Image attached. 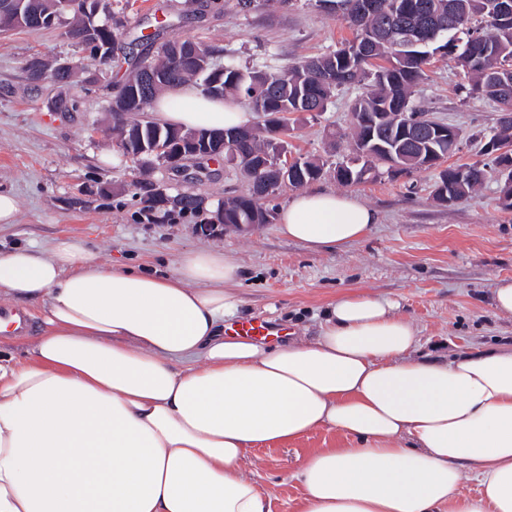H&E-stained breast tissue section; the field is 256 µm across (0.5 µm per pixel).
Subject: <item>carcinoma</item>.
<instances>
[{
  "instance_id": "1",
  "label": "carcinoma",
  "mask_w": 512,
  "mask_h": 512,
  "mask_svg": "<svg viewBox=\"0 0 512 512\" xmlns=\"http://www.w3.org/2000/svg\"><path fill=\"white\" fill-rule=\"evenodd\" d=\"M380 12L347 20L355 32L353 40L321 56L300 59L279 67H241L230 52L215 42L188 36L161 43L156 54L139 59L122 90L137 95L109 104V111L127 112L137 122L135 138L146 148L166 146L176 132L183 136L205 135L207 129L165 127L138 115L150 110L167 89L191 82L212 97L244 96L253 112L263 118L260 126L224 130V153L238 157L246 192L218 203L224 207L226 224H270L274 212L265 202L282 190L276 183L282 166L277 153L282 137L290 131L287 116L303 112H323L336 88L364 83L365 91L354 101L351 112L354 155L359 165L342 161L334 168V178L344 185L376 179L377 171L395 158L398 171L437 168L438 181L433 198L455 204L472 197L476 187L500 180L499 200L512 210V151L502 148L512 143V121L502 113H512V12L503 16L500 0H378ZM28 15V29L65 28L78 32L92 20L80 10H65L59 0H0V28L14 25L16 9ZM125 18L112 13V28L101 24V44L112 45V55L122 46ZM403 30L424 34L425 43L413 49L395 47L393 33ZM440 54L454 60L469 78L466 94L493 102L497 107L496 126L486 139L483 151L494 156V166L442 164L454 155L447 137L438 140L411 137V132L431 126L434 121L415 118L411 103L413 89L423 80L424 65ZM324 164L318 159H302L291 165L288 185L299 187L320 179ZM140 216L153 223L173 209L197 215L207 211L204 199L182 195L173 208L146 205L140 196Z\"/></svg>"
}]
</instances>
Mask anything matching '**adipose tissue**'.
Instances as JSON below:
<instances>
[{
	"label": "adipose tissue",
	"instance_id": "adipose-tissue-1",
	"mask_svg": "<svg viewBox=\"0 0 512 512\" xmlns=\"http://www.w3.org/2000/svg\"><path fill=\"white\" fill-rule=\"evenodd\" d=\"M154 118L253 120L191 83ZM377 221L310 189L278 230L322 252ZM238 271L206 247L163 275L103 265L77 240L0 250V300L40 322L27 360L0 357V512H265L251 452L323 428L359 445L309 455L298 512H512V349L415 357L410 318L363 294L337 298L315 339H231Z\"/></svg>",
	"mask_w": 512,
	"mask_h": 512
}]
</instances>
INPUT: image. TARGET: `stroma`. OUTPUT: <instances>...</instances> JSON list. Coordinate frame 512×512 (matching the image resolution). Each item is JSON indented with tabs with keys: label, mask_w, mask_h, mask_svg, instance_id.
<instances>
[{
	"label": "stroma",
	"mask_w": 512,
	"mask_h": 512,
	"mask_svg": "<svg viewBox=\"0 0 512 512\" xmlns=\"http://www.w3.org/2000/svg\"><path fill=\"white\" fill-rule=\"evenodd\" d=\"M235 3L112 0L113 10L126 18L125 55L108 67L107 84L91 88L79 77L66 86L26 79L24 66L34 56L85 64L81 46L62 29L0 32V190L13 194L18 206L15 223L0 224V246L48 248L74 238L102 264L160 272L173 269L185 251L213 247L240 267L231 289L239 302L235 319L263 318L312 340L328 306L360 292L397 304L412 319L419 336L416 356L442 359L511 347L512 318L498 314L490 301L497 282L512 279V210L501 207L496 181H486L472 199L448 206L433 198L434 168L346 187L323 176L317 188L346 191L379 215L363 239L341 251L309 252L282 237L274 223L203 235L190 217L164 224L138 219L140 205L129 184L142 169L156 181L165 171L155 159L140 166L121 156L107 106L114 86L131 72L132 59L147 52L142 36L154 33L164 42L195 35L223 44L239 64L254 68L318 55L352 36L344 19L316 0L249 12ZM426 73L413 103L460 128L461 149L452 163H491L481 140L495 124V105L464 97V76L448 58H431ZM360 93L359 86L347 85L326 111L292 115L289 157H315L329 167L346 159L351 105ZM65 96L77 99L76 110H55V100ZM245 189L241 175L232 172L181 186L210 209ZM353 444L322 429L254 450L252 470L266 491V512H296L302 489L294 475L311 452Z\"/></svg>",
	"instance_id": "obj_1"
}]
</instances>
